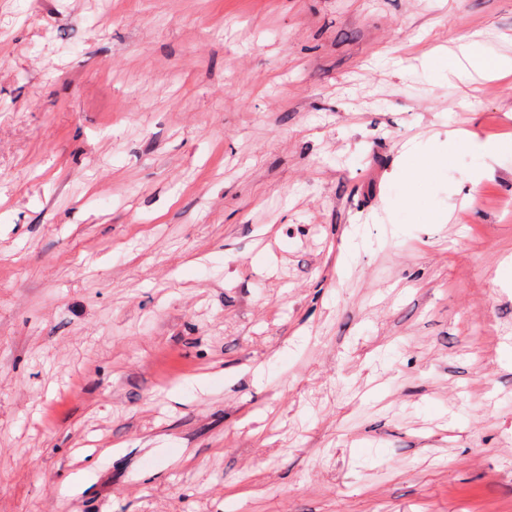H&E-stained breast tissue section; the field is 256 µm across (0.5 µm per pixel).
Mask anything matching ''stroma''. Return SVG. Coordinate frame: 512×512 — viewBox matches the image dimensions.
I'll list each match as a JSON object with an SVG mask.
<instances>
[{"label":"stroma","instance_id":"stroma-1","mask_svg":"<svg viewBox=\"0 0 512 512\" xmlns=\"http://www.w3.org/2000/svg\"><path fill=\"white\" fill-rule=\"evenodd\" d=\"M512 0H0V512H512ZM429 65L433 76H443L447 73L460 78L468 72V68L501 78L512 74V58L500 57L472 44H462L454 56L436 57ZM436 167L433 157L424 148H419L412 162L406 165L404 177L412 181H420L432 174Z\"/></svg>","mask_w":512,"mask_h":512}]
</instances>
